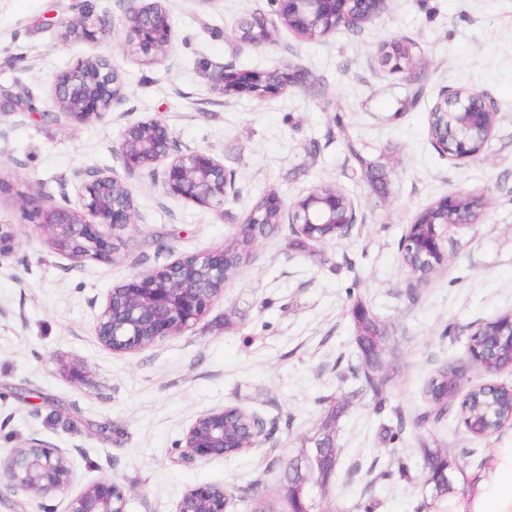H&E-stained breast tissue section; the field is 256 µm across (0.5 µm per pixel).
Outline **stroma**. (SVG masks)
<instances>
[{
    "label": "stroma",
    "instance_id": "stroma-1",
    "mask_svg": "<svg viewBox=\"0 0 512 512\" xmlns=\"http://www.w3.org/2000/svg\"><path fill=\"white\" fill-rule=\"evenodd\" d=\"M110 32L101 45L66 43L54 22L73 0H0V90L32 96L38 114L0 115V225H14L18 247L0 259V450L31 439L66 449L78 485L107 480L127 494L126 512H173L189 489L212 484L249 512L242 487L274 491L282 458L335 426L338 478L333 512H420L428 444L460 470L458 490L435 512H465L473 477L512 448V425L476 439L452 419L417 422L427 380L446 364L463 366V390L512 383L468 366L467 338L512 312V0H389L359 33L339 29L306 41L277 26L269 44L236 43L231 32L267 0H168L176 38L167 60L144 65L123 47L125 0H95ZM411 41L416 73L378 59L386 41ZM104 53L125 99L103 119L52 118L50 85L77 57ZM300 65L304 85L257 99L215 86L224 65L238 71ZM487 92L498 111L484 151L448 159L428 136V114L442 89ZM162 121L184 148L205 150L233 172L234 192L214 209L169 195L147 173L126 178L137 222L119 231L111 260L81 264L54 254L28 224L17 192L44 190L77 205L91 171L121 170L115 155L125 125ZM344 119L384 187L353 175L337 132ZM332 183L353 198L348 237L301 250L289 225L258 241L250 262L192 329L144 348L102 345L96 318L112 288L180 256L224 245L255 202L276 192L291 204ZM458 193L480 194L478 223L449 228L447 260L416 283L399 240L416 214ZM361 301L388 332L378 393L350 398L357 365L350 315ZM237 405L258 414L269 437L232 457L177 462V443L200 414ZM408 419L390 439L396 414ZM409 477H400L398 463ZM380 473L368 483L367 470Z\"/></svg>",
    "mask_w": 512,
    "mask_h": 512
}]
</instances>
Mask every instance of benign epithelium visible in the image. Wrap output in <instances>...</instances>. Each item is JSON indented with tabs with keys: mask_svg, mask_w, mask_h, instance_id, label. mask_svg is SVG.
<instances>
[{
	"mask_svg": "<svg viewBox=\"0 0 512 512\" xmlns=\"http://www.w3.org/2000/svg\"><path fill=\"white\" fill-rule=\"evenodd\" d=\"M272 14L289 31L300 38L308 34L321 38L339 28L350 29L380 14L386 0H269ZM75 16L63 23L67 40L97 44L107 36L104 19L97 14L93 0H77ZM125 50L145 64H155L167 57L175 39L172 17L165 0H127L122 23ZM233 39L262 47L270 42L266 23H240ZM264 95L277 94L303 84L302 72L294 64L268 71ZM220 87L229 86L234 94L255 95V72H236L226 66L215 77ZM51 97L60 113L76 123L100 119L112 112L125 98L123 85L108 58L102 53L81 56L73 66L59 74L51 86ZM436 107L450 108L458 116L457 126L441 131L433 141L442 154L463 161L475 156L473 144H486L494 124L489 113L494 102L483 91L469 88L464 92L446 91ZM128 174L147 172L161 177L166 192L177 198L207 208H220L232 188V178L224 164L211 153L199 149H181L167 127L155 118L131 124L121 133L115 149ZM267 206L287 214L293 233L307 232L314 241L315 228L323 224H339L345 229L355 223L352 202H339L316 190L284 207L279 196L266 199ZM24 219L47 230L51 250L76 263L85 260H109L114 253L113 231L135 223L136 207L124 180L115 172L92 171L81 184L79 206L74 208L53 202L49 195L37 193L20 199ZM445 225L431 229L414 243L412 251L424 261L443 262ZM16 235L11 225H0V258L15 253ZM192 264H187V259ZM179 257L161 271L181 281L178 287L159 285L157 271L140 273L120 286L122 307L112 316L113 294H108L95 326L99 341L111 349L125 337L128 349L137 348L142 336L155 342L177 336L197 323L211 304L223 295L211 287L224 282L227 255L216 248L191 257ZM507 337L512 347V316L488 333V346L496 349L497 338ZM487 360L477 349L468 351L470 365L487 372L512 368ZM231 435L224 432V409L199 415L188 427L181 441L180 459L224 455ZM7 487L36 498L72 494L68 512H126L127 496L116 483L97 481L71 493L75 473L66 452L40 440L32 439L5 455H0V481ZM173 512H224V495L212 485H201L186 491Z\"/></svg>",
	"mask_w": 512,
	"mask_h": 512,
	"instance_id": "7a95c632",
	"label": "benign epithelium"
}]
</instances>
